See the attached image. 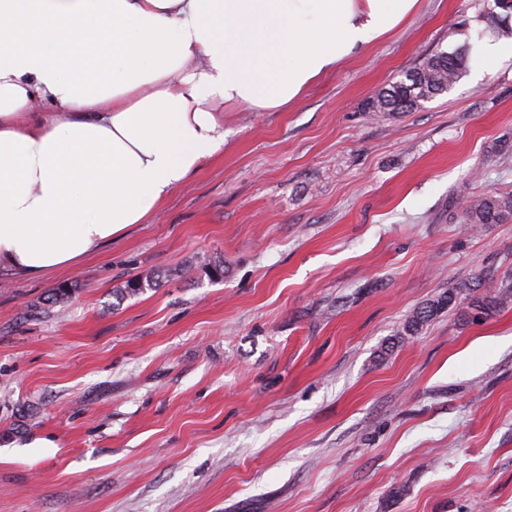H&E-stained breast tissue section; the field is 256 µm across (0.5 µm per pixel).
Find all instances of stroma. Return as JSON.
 Returning a JSON list of instances; mask_svg holds the SVG:
<instances>
[{
	"mask_svg": "<svg viewBox=\"0 0 512 512\" xmlns=\"http://www.w3.org/2000/svg\"><path fill=\"white\" fill-rule=\"evenodd\" d=\"M482 9L419 0L285 111L225 109L223 154L148 222L0 274V512H512V306L398 333L512 279V223L452 216L512 193V59L369 110ZM483 286L485 284H482L480 279H478L472 285L463 283L459 286L448 288V291L437 300L419 307L405 321L401 332L403 334L418 332L444 310H451L459 300L461 301V296H464V299H469V304L474 310L487 315L498 309H503L512 303V282L506 281L504 283L502 281L498 287L495 285L484 287L498 288L497 292L492 296H487L481 292V287Z\"/></svg>",
	"mask_w": 512,
	"mask_h": 512,
	"instance_id": "35a3bbf8",
	"label": "stroma"
}]
</instances>
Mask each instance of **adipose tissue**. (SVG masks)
<instances>
[{
  "label": "adipose tissue",
  "mask_w": 512,
  "mask_h": 512,
  "mask_svg": "<svg viewBox=\"0 0 512 512\" xmlns=\"http://www.w3.org/2000/svg\"><path fill=\"white\" fill-rule=\"evenodd\" d=\"M419 0H0V272L41 277L146 223ZM57 107L44 117L37 101Z\"/></svg>",
  "instance_id": "obj_1"
}]
</instances>
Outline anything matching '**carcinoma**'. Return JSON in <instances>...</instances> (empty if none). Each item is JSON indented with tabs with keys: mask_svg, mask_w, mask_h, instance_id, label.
Listing matches in <instances>:
<instances>
[{
	"mask_svg": "<svg viewBox=\"0 0 512 512\" xmlns=\"http://www.w3.org/2000/svg\"><path fill=\"white\" fill-rule=\"evenodd\" d=\"M512 11L509 0H493V5L480 14L486 27L477 33L482 38L489 32L498 37L511 36L512 28L503 23L501 12ZM468 57L461 53L437 52L425 57L418 66L404 73L397 81L391 83L377 98L372 106L375 112H408L421 106L424 102L448 92L462 77L467 67ZM461 218L466 224L481 231L491 224H508L512 222V194L478 195L462 206ZM158 280L153 274H147L126 282L123 292L128 296L137 295L148 288L157 286ZM483 284L463 283L448 289L438 299L418 308L405 321L402 333H416L445 310H451L461 298L469 300L474 310L489 314L512 304V282H503L497 292L488 296L481 292ZM71 299V289L62 286L54 288L45 298L49 307L64 308Z\"/></svg>",
	"mask_w": 512,
	"mask_h": 512,
	"instance_id": "1",
	"label": "carcinoma"
}]
</instances>
